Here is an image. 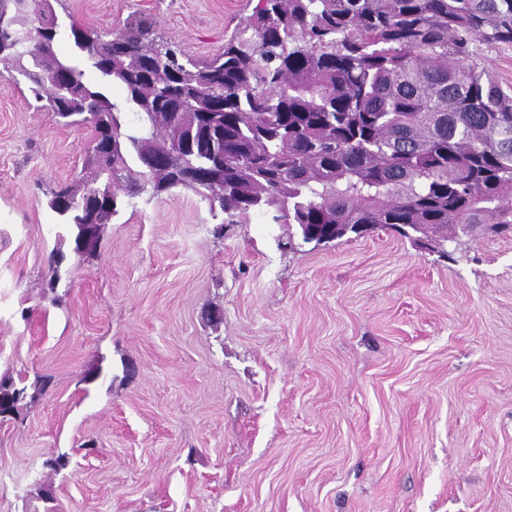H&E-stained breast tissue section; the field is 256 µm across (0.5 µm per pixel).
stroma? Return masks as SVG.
<instances>
[{
  "label": "stroma",
  "instance_id": "obj_1",
  "mask_svg": "<svg viewBox=\"0 0 512 512\" xmlns=\"http://www.w3.org/2000/svg\"><path fill=\"white\" fill-rule=\"evenodd\" d=\"M52 5L152 16L196 58L252 11ZM89 136L0 68V378L45 384L0 420V512H512V234L448 260L383 227L284 250L177 190L78 257L48 201Z\"/></svg>",
  "mask_w": 512,
  "mask_h": 512
}]
</instances>
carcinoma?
I'll list each match as a JSON object with an SVG mask.
<instances>
[{
	"mask_svg": "<svg viewBox=\"0 0 512 512\" xmlns=\"http://www.w3.org/2000/svg\"><path fill=\"white\" fill-rule=\"evenodd\" d=\"M64 25L37 0H0V65L92 133L82 187L49 200L77 237L177 188L224 224L259 214L301 240L386 227L449 257L460 235L512 233V87L475 50L512 45V0H257L205 59L151 18L116 33L72 22L65 58ZM26 392L0 381V400Z\"/></svg>",
	"mask_w": 512,
	"mask_h": 512,
	"instance_id": "1",
	"label": "carcinoma"
}]
</instances>
